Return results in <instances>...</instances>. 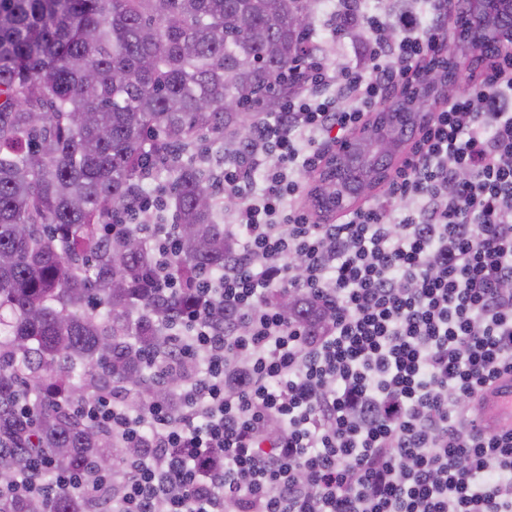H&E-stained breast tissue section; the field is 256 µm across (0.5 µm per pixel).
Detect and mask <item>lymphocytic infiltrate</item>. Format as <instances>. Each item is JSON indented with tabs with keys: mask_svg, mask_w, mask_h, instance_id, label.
<instances>
[{
	"mask_svg": "<svg viewBox=\"0 0 512 512\" xmlns=\"http://www.w3.org/2000/svg\"><path fill=\"white\" fill-rule=\"evenodd\" d=\"M458 0L420 13L335 0L332 34H366L371 68L319 59L246 138L227 132L218 175L240 205L220 272L202 273L177 317L179 356L197 372L180 409L131 411L103 394L79 407L127 445L148 444L122 479L61 470L31 456L8 494L96 495L105 512H512V430L486 433L477 398L512 374V56L488 57L448 92L411 155L374 198L322 224L299 206L298 176L367 122L388 92L447 63ZM160 191L102 226L145 225L161 297L179 244ZM324 317L306 332L275 300Z\"/></svg>",
	"mask_w": 512,
	"mask_h": 512,
	"instance_id": "obj_1",
	"label": "lymphocytic infiltrate"
}]
</instances>
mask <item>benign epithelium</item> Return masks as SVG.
I'll list each match as a JSON object with an SVG mask.
<instances>
[{
  "label": "benign epithelium",
  "mask_w": 512,
  "mask_h": 512,
  "mask_svg": "<svg viewBox=\"0 0 512 512\" xmlns=\"http://www.w3.org/2000/svg\"><path fill=\"white\" fill-rule=\"evenodd\" d=\"M512 15V0H472L470 14L477 21L462 20L456 39L465 43L466 57H477L491 45L512 53V25L489 27L492 16ZM443 86V68L438 67L416 78L401 96L387 101L378 111L375 129L353 136L336 146L319 174L320 188L314 207L338 211L387 182V164L397 151L408 127H417L429 118L436 94ZM359 169L363 177L356 183L347 172Z\"/></svg>",
  "instance_id": "obj_1"
}]
</instances>
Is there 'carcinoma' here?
<instances>
[{
    "label": "carcinoma",
    "instance_id": "cac0c4a2",
    "mask_svg": "<svg viewBox=\"0 0 512 512\" xmlns=\"http://www.w3.org/2000/svg\"><path fill=\"white\" fill-rule=\"evenodd\" d=\"M320 0H0V490L21 457L44 450L66 470H114L143 448L88 423L72 405L117 392L181 404V366L149 384L150 353L173 348V312L197 270L224 268L230 242L198 136L213 142L278 106L314 51ZM308 24L296 28L297 12ZM234 99L231 112L224 101ZM165 175L180 229V293L141 288L154 253L134 228L101 234L112 210L147 189L145 162ZM299 323L319 314L282 293ZM34 423L15 417L22 395ZM0 512H99L79 493L0 497Z\"/></svg>",
    "mask_w": 512,
    "mask_h": 512
}]
</instances>
